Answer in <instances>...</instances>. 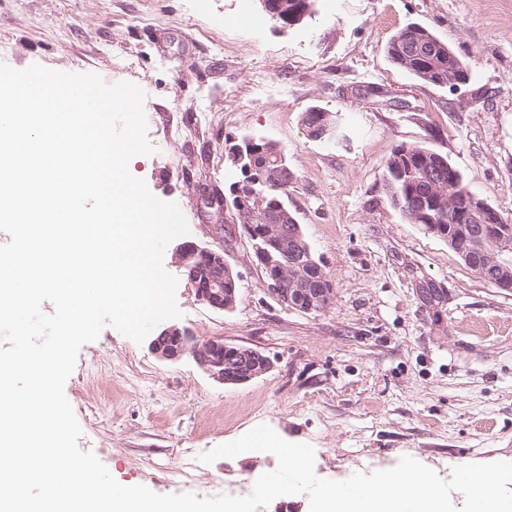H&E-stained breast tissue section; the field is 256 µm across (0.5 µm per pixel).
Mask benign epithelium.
Segmentation results:
<instances>
[{
    "instance_id": "benign-epithelium-1",
    "label": "benign epithelium",
    "mask_w": 512,
    "mask_h": 512,
    "mask_svg": "<svg viewBox=\"0 0 512 512\" xmlns=\"http://www.w3.org/2000/svg\"><path fill=\"white\" fill-rule=\"evenodd\" d=\"M202 212L220 216L228 210L221 190L199 194ZM454 229L469 247L459 251L465 264L485 282L512 291V260L502 251L506 236L499 230L500 214L486 201L470 194L448 206ZM216 245L195 241L178 244L174 250L175 266L194 288L197 300L218 311H230L234 304L224 301V224L210 225ZM277 247L288 252L290 261L274 277L265 279L267 292L286 307L307 313H321L332 304L333 289L325 284L322 269L312 256L299 224L279 228ZM153 354L165 362L192 358L214 381L225 385L248 383L273 368L271 360L260 351L243 345L227 344L224 337L199 341L186 328L170 325L150 342Z\"/></svg>"
}]
</instances>
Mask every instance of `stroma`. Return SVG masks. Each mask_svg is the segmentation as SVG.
<instances>
[{"label":"stroma","mask_w":512,"mask_h":512,"mask_svg":"<svg viewBox=\"0 0 512 512\" xmlns=\"http://www.w3.org/2000/svg\"><path fill=\"white\" fill-rule=\"evenodd\" d=\"M237 10L238 0H0V63L94 73L146 92L155 151L136 156L131 173L180 204L189 240L212 239L200 188L224 191L240 178L225 135L277 142L297 177L288 204L333 287L326 312L280 305L225 214L236 306L207 307L182 277L174 323L257 349L272 370L223 385L192 359L160 361L148 343L105 327L65 384L81 449L120 484L201 497L236 495L276 469L263 451L197 460L261 424L312 445L315 473L329 480L406 455L445 480L462 460L512 462V291L407 223L383 189L392 150L424 146L512 220V0H342L338 12L318 0L312 19L286 29L266 17L241 24ZM413 23L465 60L460 90L422 83L390 60L389 41ZM372 86L383 95H368ZM313 108L330 114L332 137H308Z\"/></svg>","instance_id":"obj_1"}]
</instances>
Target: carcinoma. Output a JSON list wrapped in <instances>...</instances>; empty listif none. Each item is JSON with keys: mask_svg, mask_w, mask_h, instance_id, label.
Instances as JSON below:
<instances>
[{"mask_svg": "<svg viewBox=\"0 0 512 512\" xmlns=\"http://www.w3.org/2000/svg\"><path fill=\"white\" fill-rule=\"evenodd\" d=\"M317 0H278L280 13L274 23L288 21V9L300 7L304 17L316 13ZM390 59L422 82L439 87L454 81L464 84L469 79L468 66L429 29L413 24L399 31L388 45ZM228 160L240 171L241 180L228 188L226 198L247 240L251 241L253 259L263 277L275 274L285 257L268 243L267 225L276 217H284L279 206L287 203L288 191L295 178L283 185L268 184L267 169L277 161V145L262 136L224 138ZM437 152L423 146H396L386 162L385 194L410 224H441L448 226V202L461 199L466 186L456 168L443 167L436 177L443 188L445 201L439 208L431 206L427 168Z\"/></svg>", "mask_w": 512, "mask_h": 512, "instance_id": "carcinoma-1", "label": "carcinoma"}]
</instances>
